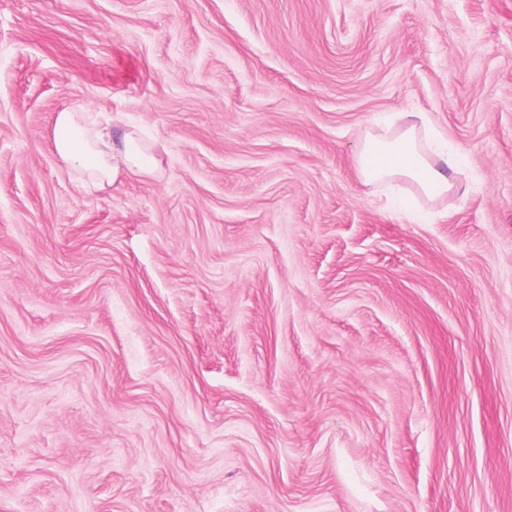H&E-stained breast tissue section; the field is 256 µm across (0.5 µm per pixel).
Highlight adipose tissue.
<instances>
[{"label": "adipose tissue", "mask_w": 512, "mask_h": 512, "mask_svg": "<svg viewBox=\"0 0 512 512\" xmlns=\"http://www.w3.org/2000/svg\"><path fill=\"white\" fill-rule=\"evenodd\" d=\"M401 118L394 131L360 134L357 165L363 182L380 184L402 177L432 199L453 192L460 156L435 149V133L422 113L405 112ZM53 146L60 163L90 190L112 185L123 173L153 176L160 170L153 145L81 107L58 113Z\"/></svg>", "instance_id": "adipose-tissue-1"}]
</instances>
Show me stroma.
Segmentation results:
<instances>
[{
    "label": "stroma",
    "mask_w": 512,
    "mask_h": 512,
    "mask_svg": "<svg viewBox=\"0 0 512 512\" xmlns=\"http://www.w3.org/2000/svg\"><path fill=\"white\" fill-rule=\"evenodd\" d=\"M0 512H512V0H0ZM53 146L60 163L88 190L112 186L121 173L155 176L160 171L153 145L83 107L58 112ZM401 118L405 123L393 132L395 125L384 134L359 135L356 158L362 181L372 185L402 177L431 199L453 192L461 170L460 156L434 147L435 133L421 112H402Z\"/></svg>",
    "instance_id": "stroma-1"
}]
</instances>
